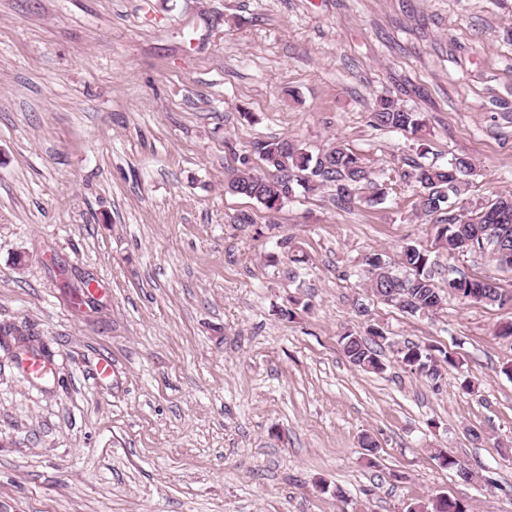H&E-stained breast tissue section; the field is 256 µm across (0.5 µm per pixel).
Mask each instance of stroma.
Returning a JSON list of instances; mask_svg holds the SVG:
<instances>
[{"label":"stroma","mask_w":512,"mask_h":512,"mask_svg":"<svg viewBox=\"0 0 512 512\" xmlns=\"http://www.w3.org/2000/svg\"><path fill=\"white\" fill-rule=\"evenodd\" d=\"M380 95L426 130L371 127ZM275 137L345 145L387 198L225 192ZM455 156L469 204L512 192V0H0V326L53 369L0 336V512H512V308L366 288L433 242L412 163ZM370 323L457 363L356 370ZM408 512H471L470 505L466 499L448 498L439 495L429 503H414Z\"/></svg>","instance_id":"stroma-1"}]
</instances>
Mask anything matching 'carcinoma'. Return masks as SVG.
<instances>
[{
    "label": "carcinoma",
    "mask_w": 512,
    "mask_h": 512,
    "mask_svg": "<svg viewBox=\"0 0 512 512\" xmlns=\"http://www.w3.org/2000/svg\"><path fill=\"white\" fill-rule=\"evenodd\" d=\"M370 123L378 129H395L417 134L425 127L418 112L401 107L388 96H378L370 112ZM266 166L273 171L269 178L259 179L250 167L234 172L225 188L245 196L269 211L280 210L296 197L297 190L310 194L335 187L336 202L348 205L359 198L350 190H361L372 183L365 160L342 144L329 151L312 155L298 140L274 138L254 145ZM475 164L468 157H454L446 166L415 164L411 177L418 187L416 207L432 224L434 247L427 248L410 240L400 246L403 277L388 269L378 254L365 259L368 287L372 295L409 315L438 309L443 301L441 289L434 281L441 257L454 258L470 253L488 259L498 271L512 273V194H498L484 203L467 208L462 195L469 185ZM448 293L462 300L476 295L481 303L501 308L512 306V292H504L491 276H469L448 267ZM387 337L375 326L366 336L346 333L341 336L343 353L349 363L364 372L379 374L386 370L381 358L382 342ZM395 359L413 373L436 379L441 365L455 364V358L433 346L406 344L393 350ZM440 464L456 472L464 482L473 474L456 459L440 451L435 455ZM408 512H471L465 499L439 495L428 503H414Z\"/></svg>",
    "instance_id": "cac0c4a2"
}]
</instances>
